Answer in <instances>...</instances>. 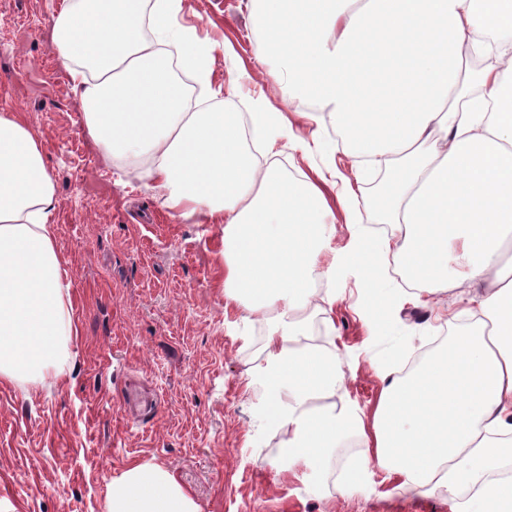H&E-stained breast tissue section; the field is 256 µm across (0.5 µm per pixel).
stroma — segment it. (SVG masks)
I'll return each instance as SVG.
<instances>
[{"instance_id":"35a3bbf8","label":"stroma","mask_w":512,"mask_h":512,"mask_svg":"<svg viewBox=\"0 0 512 512\" xmlns=\"http://www.w3.org/2000/svg\"><path fill=\"white\" fill-rule=\"evenodd\" d=\"M63 3L0 0V110L21 113L45 142L79 327L62 375L38 386L0 382V512H107L113 477L133 462L172 470L199 512H451L447 494L399 495L397 476L376 468L345 489L342 469L364 452L355 439L323 468L278 471L284 434L254 423L258 389L248 383L268 325L226 307L218 226L173 221L143 183L102 161L47 38ZM177 21L215 47L210 85L187 84L192 102L243 117L252 100H266L283 108L297 139L318 135L334 147L339 171L351 175L332 124L307 119L313 104L284 108L288 89L254 76L258 31L247 0H184ZM231 70L247 75L233 97L222 91ZM358 198L352 224L330 199L334 252L379 236L366 193ZM315 286L324 304L307 337L341 354L340 396L364 410L383 387L371 362L425 357L471 308L456 289L423 303L387 271L377 286L401 310L375 327L358 272L341 269Z\"/></svg>"}]
</instances>
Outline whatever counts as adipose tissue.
Returning <instances> with one entry per match:
<instances>
[{
  "label": "adipose tissue",
  "mask_w": 512,
  "mask_h": 512,
  "mask_svg": "<svg viewBox=\"0 0 512 512\" xmlns=\"http://www.w3.org/2000/svg\"><path fill=\"white\" fill-rule=\"evenodd\" d=\"M261 35L258 75L328 112L355 164L354 183L385 173L369 207L392 227L374 246L353 243L339 265L361 271L366 294L392 319L399 302L375 283L395 261L419 293L454 286L473 305L470 324L413 373L393 362L371 412L340 401L336 351L302 344L313 282L335 233L321 187L260 161L249 144L287 137L281 112L258 104L241 124L194 108L180 78L208 84L213 46L177 26L183 0H68L50 22V46L72 83L102 158L152 189L181 224L221 229L224 297L269 331L252 381L255 408L283 430L279 463L321 467L346 438L366 455L344 473L358 487L371 468L400 475L402 495L445 492L455 512H512V0H250ZM493 57L463 100L465 53ZM54 182L42 141L16 112L0 113V381L58 377L77 336L70 283L56 248ZM458 250L468 270L448 276ZM107 512H199L175 475L132 463L112 480Z\"/></svg>",
  "instance_id": "ef3b65f1"
}]
</instances>
